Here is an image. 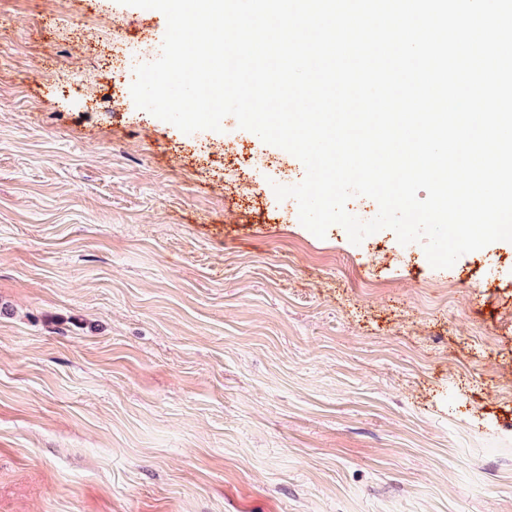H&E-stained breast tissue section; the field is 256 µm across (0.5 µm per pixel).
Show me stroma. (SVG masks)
<instances>
[{"label":"stroma","mask_w":512,"mask_h":512,"mask_svg":"<svg viewBox=\"0 0 512 512\" xmlns=\"http://www.w3.org/2000/svg\"><path fill=\"white\" fill-rule=\"evenodd\" d=\"M122 31L0 0V512H512V242L317 238L298 158L123 100Z\"/></svg>","instance_id":"35a3bbf8"}]
</instances>
